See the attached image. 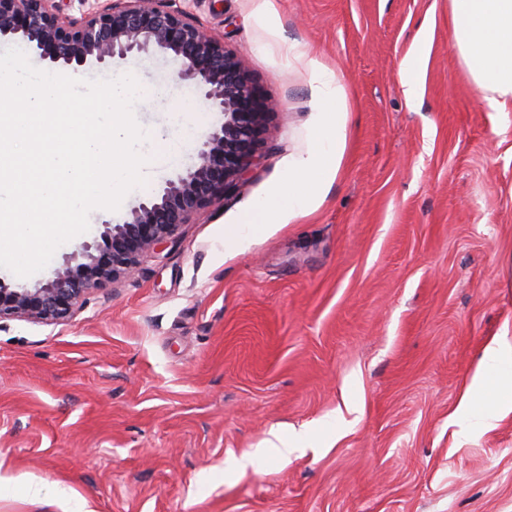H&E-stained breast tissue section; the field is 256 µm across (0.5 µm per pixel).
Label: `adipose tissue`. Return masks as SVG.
<instances>
[{
  "label": "adipose tissue",
  "instance_id": "ef3b65f1",
  "mask_svg": "<svg viewBox=\"0 0 512 512\" xmlns=\"http://www.w3.org/2000/svg\"><path fill=\"white\" fill-rule=\"evenodd\" d=\"M453 46L485 101L512 99V0H448ZM309 75L315 118L311 146L292 156L283 179L246 207L245 219L224 233L237 251L269 225L286 224L316 210L335 183L346 148L348 106L335 73L319 60L295 51ZM456 415L481 414L490 422L512 414V325L503 324L485 345Z\"/></svg>",
  "mask_w": 512,
  "mask_h": 512
}]
</instances>
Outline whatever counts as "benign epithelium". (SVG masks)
Instances as JSON below:
<instances>
[{
	"label": "benign epithelium",
	"instance_id": "benign-epithelium-1",
	"mask_svg": "<svg viewBox=\"0 0 512 512\" xmlns=\"http://www.w3.org/2000/svg\"><path fill=\"white\" fill-rule=\"evenodd\" d=\"M2 37L18 38L40 60L75 71L150 48L171 54L178 78L224 116L185 174L151 193L124 223L105 222L100 240L65 257L52 278L33 288L0 278V318L56 324L92 291L131 274L140 256L174 239L190 215L235 191L266 134L269 104L222 42L164 0H115L69 21L59 16L56 0H0Z\"/></svg>",
	"mask_w": 512,
	"mask_h": 512
}]
</instances>
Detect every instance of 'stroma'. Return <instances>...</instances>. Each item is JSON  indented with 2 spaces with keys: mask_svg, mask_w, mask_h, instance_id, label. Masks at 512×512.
Wrapping results in <instances>:
<instances>
[{
  "mask_svg": "<svg viewBox=\"0 0 512 512\" xmlns=\"http://www.w3.org/2000/svg\"><path fill=\"white\" fill-rule=\"evenodd\" d=\"M282 39L251 0H166L238 55L271 110L238 188L175 243L89 294L66 321L0 319V512L56 486L93 512H512V415L454 411L485 344L512 323V102L484 101L449 31L448 0H275ZM423 89L399 67L419 33ZM337 72L347 97L341 170L323 203L245 252L225 226L307 150L313 91L289 44ZM148 50L91 71L162 89L135 109L146 132L191 103L195 138L116 211L27 278L51 277L104 222L196 161L223 116ZM330 422L318 448L243 457L272 432Z\"/></svg>",
  "mask_w": 512,
  "mask_h": 512,
  "instance_id": "1",
  "label": "stroma"
}]
</instances>
